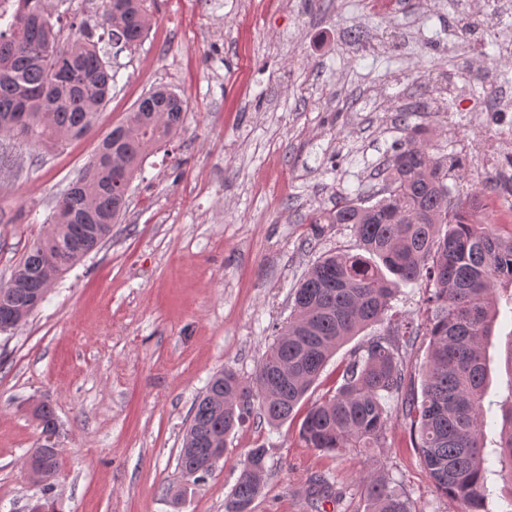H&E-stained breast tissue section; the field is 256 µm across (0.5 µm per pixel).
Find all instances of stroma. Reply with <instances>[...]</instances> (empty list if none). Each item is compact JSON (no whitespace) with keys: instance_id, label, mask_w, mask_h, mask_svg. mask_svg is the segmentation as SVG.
Masks as SVG:
<instances>
[{"instance_id":"obj_1","label":"stroma","mask_w":512,"mask_h":512,"mask_svg":"<svg viewBox=\"0 0 512 512\" xmlns=\"http://www.w3.org/2000/svg\"><path fill=\"white\" fill-rule=\"evenodd\" d=\"M498 0H154L141 45L112 48V98L91 131L60 146L4 140L0 156V281L46 227L58 194L141 95L158 84L188 103L185 129L153 151L131 181L112 237L51 286L45 301L0 332V512L48 496L57 512H224L250 448L267 450L253 512H313L309 481L336 478L326 512H366L362 479L382 471L413 512H458L414 448L401 397L385 447L341 454L309 448L299 420L250 417L226 440L224 464L197 482L178 466L192 407L210 378L255 376L291 291L323 253L357 251L344 224L312 235L310 217L346 197L378 199L392 144L419 132L436 156L501 209L495 178L465 146L502 130L486 88L512 93V55L467 27ZM370 326L337 350L305 397L342 382L345 365L389 334ZM500 320L489 349L495 442L506 396ZM55 410L63 465L51 487L26 460L41 439L32 408Z\"/></svg>"}]
</instances>
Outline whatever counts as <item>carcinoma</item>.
<instances>
[{
	"label": "carcinoma",
	"mask_w": 512,
	"mask_h": 512,
	"mask_svg": "<svg viewBox=\"0 0 512 512\" xmlns=\"http://www.w3.org/2000/svg\"><path fill=\"white\" fill-rule=\"evenodd\" d=\"M10 19L0 10V137L53 145L87 133L112 91V66L100 53L103 38L137 45L152 23L149 0H104L93 26L70 21L60 42L48 0H14ZM103 34L96 35L97 30ZM187 106L174 89L145 93L123 122L105 136L92 160L57 200L45 231L34 239L9 281L0 285V321L18 325L37 309L35 290L57 280L112 235L127 207L124 183L150 152L181 133ZM382 198L370 206L342 198L313 216L312 224H349L363 253L321 256L294 293L293 311L263 356L253 381L226 370L215 375L194 404L178 457L182 470L203 478L212 446L252 412L270 425L287 421L336 350L362 329L384 319L401 286L425 283L427 361L421 393L402 402L415 447L438 492L459 512H485L489 466H501L512 487V341L505 350L511 376L500 405L502 428L486 451L484 397L489 383L487 347L501 312L512 316V230L502 233L483 212L482 193L448 201V161L419 145L417 132L392 146ZM398 348L385 338L348 365L336 391L312 404L299 437L308 448H383L391 421L382 393H401L405 377ZM42 430L56 427L53 407L33 410ZM266 448L248 451L225 512H252L266 474ZM62 458L38 454L42 479L51 481ZM367 512H412L405 493L373 472L362 478ZM337 496L324 476L312 480L318 507Z\"/></svg>",
	"instance_id": "1"
}]
</instances>
